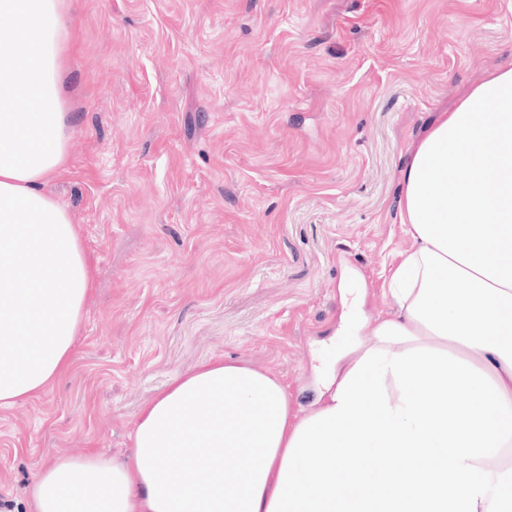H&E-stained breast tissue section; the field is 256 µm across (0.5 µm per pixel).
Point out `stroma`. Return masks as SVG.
Masks as SVG:
<instances>
[{
  "label": "stroma",
  "instance_id": "obj_1",
  "mask_svg": "<svg viewBox=\"0 0 512 512\" xmlns=\"http://www.w3.org/2000/svg\"><path fill=\"white\" fill-rule=\"evenodd\" d=\"M66 204L94 289L66 378L0 409V512L58 456L122 455L140 409L223 355L294 408L386 311L410 143L512 66V0H75Z\"/></svg>",
  "mask_w": 512,
  "mask_h": 512
}]
</instances>
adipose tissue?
<instances>
[{"instance_id": "ef3b65f1", "label": "adipose tissue", "mask_w": 512, "mask_h": 512, "mask_svg": "<svg viewBox=\"0 0 512 512\" xmlns=\"http://www.w3.org/2000/svg\"><path fill=\"white\" fill-rule=\"evenodd\" d=\"M70 0H0V408L70 371L93 288L67 206ZM411 241L388 312L293 409L283 378L216 355L140 411L126 456H61L31 512H512V68L411 145Z\"/></svg>"}]
</instances>
